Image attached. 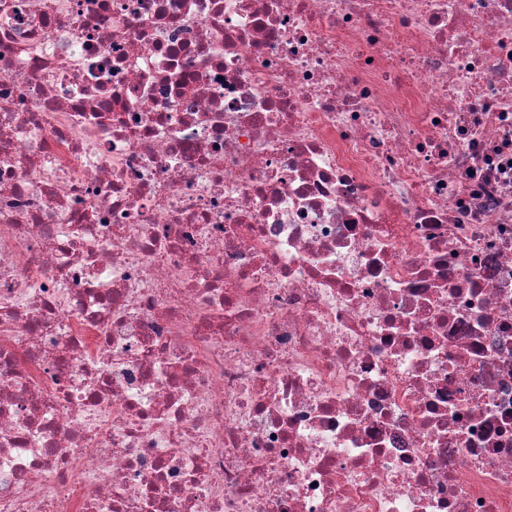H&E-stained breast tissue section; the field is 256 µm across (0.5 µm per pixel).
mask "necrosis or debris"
I'll list each match as a JSON object with an SVG mask.
<instances>
[{
    "label": "necrosis or debris",
    "instance_id": "1",
    "mask_svg": "<svg viewBox=\"0 0 512 512\" xmlns=\"http://www.w3.org/2000/svg\"><path fill=\"white\" fill-rule=\"evenodd\" d=\"M0 512H512V0H0Z\"/></svg>",
    "mask_w": 512,
    "mask_h": 512
}]
</instances>
